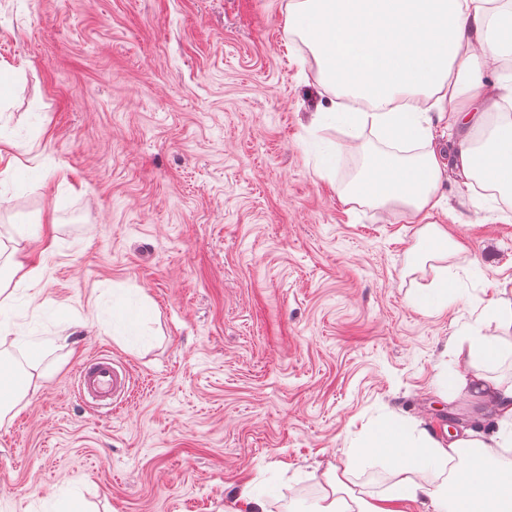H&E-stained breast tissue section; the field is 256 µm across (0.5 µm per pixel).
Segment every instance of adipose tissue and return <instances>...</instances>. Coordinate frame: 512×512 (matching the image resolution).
I'll return each instance as SVG.
<instances>
[{"instance_id": "obj_1", "label": "adipose tissue", "mask_w": 512, "mask_h": 512, "mask_svg": "<svg viewBox=\"0 0 512 512\" xmlns=\"http://www.w3.org/2000/svg\"><path fill=\"white\" fill-rule=\"evenodd\" d=\"M285 28L317 61L323 87L340 94L329 110L346 126L349 146L366 160L352 184L339 187L347 204L408 211L427 225L430 255L448 256L447 225L512 222V0H289ZM500 70L485 84V70ZM447 122V147L435 129ZM375 132L380 149L359 138ZM421 146L418 154L409 153ZM479 184L500 206H475L464 215L449 208L438 189L445 175ZM146 301L112 302V334L131 346L146 343L140 326ZM40 356L16 370L0 353V419L36 388ZM22 388L7 391L13 374ZM462 388L495 416L491 436L436 437L415 425L390 421L367 434L343 466L328 465L314 512H512V469L499 451L512 447V383L482 374L460 377ZM384 457L397 482L383 497L366 498L345 483L349 471Z\"/></svg>"}]
</instances>
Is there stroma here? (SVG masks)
Returning a JSON list of instances; mask_svg holds the SVG:
<instances>
[{
	"label": "stroma",
	"instance_id": "obj_1",
	"mask_svg": "<svg viewBox=\"0 0 512 512\" xmlns=\"http://www.w3.org/2000/svg\"><path fill=\"white\" fill-rule=\"evenodd\" d=\"M288 0H0V240L44 269L10 284L11 347L44 354L0 420V512H224L236 485L311 512L328 463L387 419L437 432L488 414L455 385L453 347L485 336L512 381V223L452 224L440 312L425 233L343 204L344 128ZM335 147L332 178L318 174ZM155 311L141 347L112 337V291ZM498 303L499 321L484 311ZM106 354L112 406L76 377ZM451 289V282L448 280V266L438 267L434 288L421 289V292L415 296L414 302L424 309H442L448 303V294Z\"/></svg>",
	"mask_w": 512,
	"mask_h": 512
}]
</instances>
